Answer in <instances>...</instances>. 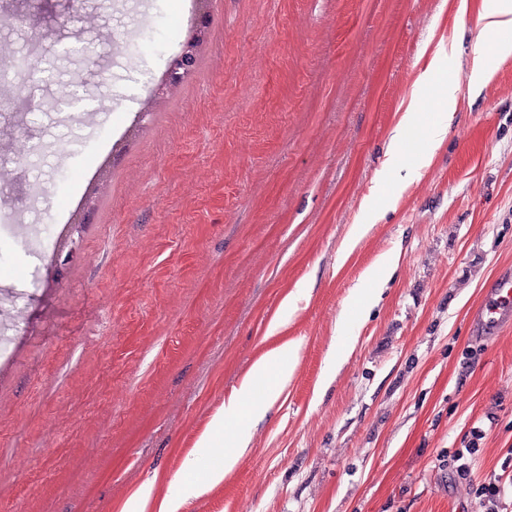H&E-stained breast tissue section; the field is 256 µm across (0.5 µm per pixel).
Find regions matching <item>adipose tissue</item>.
I'll list each match as a JSON object with an SVG mask.
<instances>
[{
    "label": "adipose tissue",
    "instance_id": "1",
    "mask_svg": "<svg viewBox=\"0 0 512 512\" xmlns=\"http://www.w3.org/2000/svg\"><path fill=\"white\" fill-rule=\"evenodd\" d=\"M479 19L484 31L500 34L496 54L500 57L512 55V0H482ZM456 97L447 93L443 101H431L421 96H413L401 120L402 129L408 130L426 126L434 143H442L448 134V123L454 114ZM288 377L287 370L281 369L277 380L268 385L263 397H255L251 381L243 382L230 398L225 401L223 411L217 413L208 428L199 437L194 450L185 458L184 471H194L200 458L222 455L224 465L213 471L208 482L187 481L180 484L175 493L166 496L158 506V512H176L181 499L198 495L206 483L220 482L225 473L236 465L240 454L246 449L248 435L243 426L245 415H261L275 401L281 390V383Z\"/></svg>",
    "mask_w": 512,
    "mask_h": 512
}]
</instances>
